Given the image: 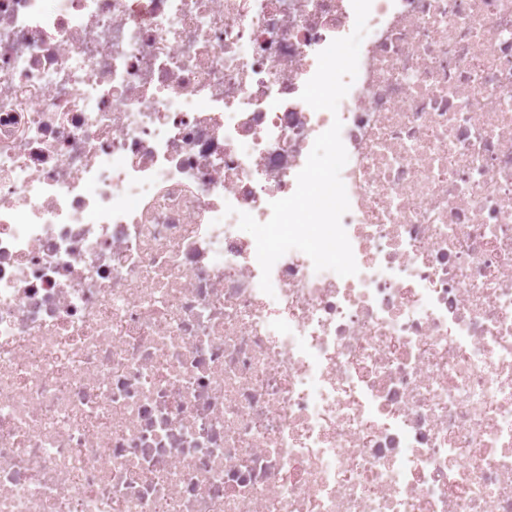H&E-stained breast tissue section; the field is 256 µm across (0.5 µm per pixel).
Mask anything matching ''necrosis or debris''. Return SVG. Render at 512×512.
<instances>
[{
  "label": "necrosis or debris",
  "mask_w": 512,
  "mask_h": 512,
  "mask_svg": "<svg viewBox=\"0 0 512 512\" xmlns=\"http://www.w3.org/2000/svg\"><path fill=\"white\" fill-rule=\"evenodd\" d=\"M0 0V512H512V0ZM341 121L359 272L252 235ZM233 214H226V207Z\"/></svg>",
  "instance_id": "1"
}]
</instances>
